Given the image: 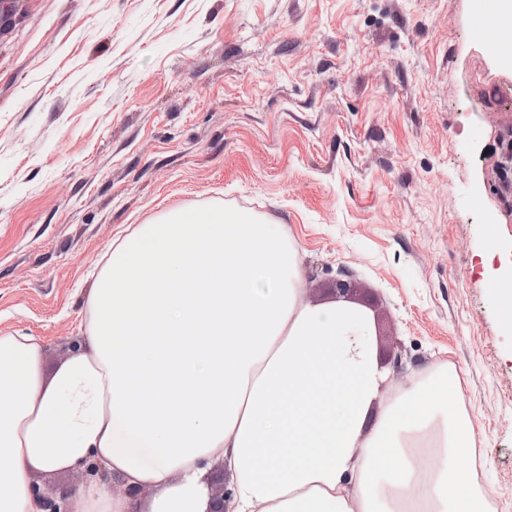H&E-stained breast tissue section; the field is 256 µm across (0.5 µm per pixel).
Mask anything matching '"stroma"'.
Listing matches in <instances>:
<instances>
[{"mask_svg":"<svg viewBox=\"0 0 512 512\" xmlns=\"http://www.w3.org/2000/svg\"><path fill=\"white\" fill-rule=\"evenodd\" d=\"M482 0H0V335L81 351L116 235L221 205L337 278L378 360L457 376L473 488L512 512V31ZM496 253L490 268L479 255Z\"/></svg>","mask_w":512,"mask_h":512,"instance_id":"obj_1","label":"stroma"}]
</instances>
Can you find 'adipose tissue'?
I'll list each match as a JSON object with an SVG mask.
<instances>
[{
    "label": "adipose tissue",
    "instance_id": "ef3b65f1",
    "mask_svg": "<svg viewBox=\"0 0 512 512\" xmlns=\"http://www.w3.org/2000/svg\"><path fill=\"white\" fill-rule=\"evenodd\" d=\"M303 292L283 226L243 211L113 239L83 352L48 378L36 338L0 336V512H45L33 475L92 461L151 496L94 484L71 512H207L214 460L227 512H481L452 387L386 399L369 314Z\"/></svg>",
    "mask_w": 512,
    "mask_h": 512
}]
</instances>
